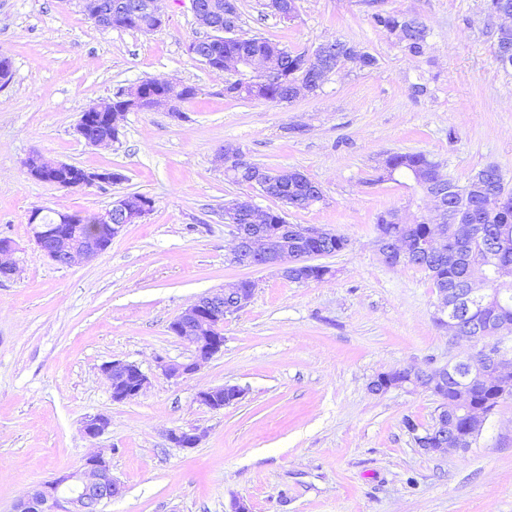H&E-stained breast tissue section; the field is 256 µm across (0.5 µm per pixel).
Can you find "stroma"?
<instances>
[{
    "mask_svg": "<svg viewBox=\"0 0 512 512\" xmlns=\"http://www.w3.org/2000/svg\"><path fill=\"white\" fill-rule=\"evenodd\" d=\"M264 4L239 0V35L308 52L337 37L376 65H342L290 103L229 98L223 75L187 51L203 34L190 0H160L163 23L148 33L97 26L81 0H0V55L13 70L0 86V239L18 265L0 279V512L97 450L124 486L103 512H230L238 500L251 512H512V399L467 452L426 453L404 420L432 425L438 399L368 388L378 374L473 352L435 322L425 272L380 257L377 215L407 208L416 191L377 176L388 154L421 152L461 183L488 164L512 182V69L494 56L487 0H296L290 19ZM378 11L425 22V55L374 28ZM152 78L198 93L177 117L126 113L112 145L77 136L87 107ZM416 83L426 94L414 95ZM227 143L321 185L323 201L287 221L347 238L323 259L332 276L298 283L232 263L225 203L282 204L215 168ZM35 153L123 180L42 182L25 166ZM130 192L150 197L151 212L96 258L60 266L38 253L31 211L101 215ZM244 279L254 295L225 320L222 352L190 377L167 378L161 362L192 357L172 319ZM113 360L147 375L141 395L113 401L102 373ZM222 385L242 398L219 411L199 401ZM99 414L111 423L87 438L83 425ZM177 429L200 433L199 444L171 442Z\"/></svg>",
    "mask_w": 512,
    "mask_h": 512,
    "instance_id": "1",
    "label": "stroma"
}]
</instances>
